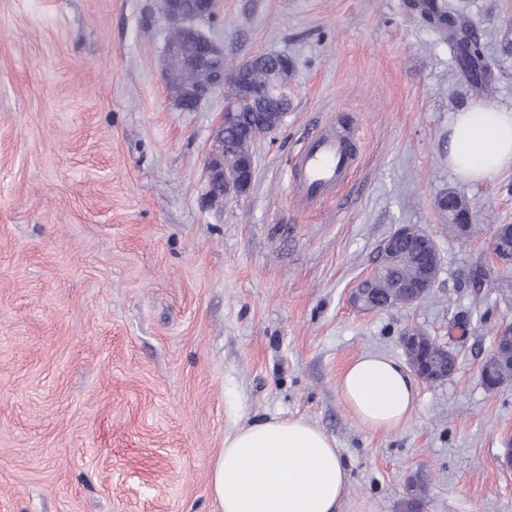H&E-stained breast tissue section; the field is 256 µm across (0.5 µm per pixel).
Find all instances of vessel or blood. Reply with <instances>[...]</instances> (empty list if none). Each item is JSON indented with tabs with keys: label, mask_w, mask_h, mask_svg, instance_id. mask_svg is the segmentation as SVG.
Masks as SVG:
<instances>
[{
	"label": "vessel or blood",
	"mask_w": 512,
	"mask_h": 512,
	"mask_svg": "<svg viewBox=\"0 0 512 512\" xmlns=\"http://www.w3.org/2000/svg\"><path fill=\"white\" fill-rule=\"evenodd\" d=\"M359 139V129L325 123L294 156V195L306 203L336 196L356 168Z\"/></svg>",
	"instance_id": "b4317fda"
}]
</instances>
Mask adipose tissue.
Returning a JSON list of instances; mask_svg holds the SVG:
<instances>
[{
  "mask_svg": "<svg viewBox=\"0 0 512 512\" xmlns=\"http://www.w3.org/2000/svg\"><path fill=\"white\" fill-rule=\"evenodd\" d=\"M448 165L481 183L512 168V110L483 103L448 122ZM339 396L365 430L389 432L412 414L417 382L399 360L364 354L342 372ZM221 512H338L349 473L335 441L302 417H274L237 429L210 464Z\"/></svg>",
  "mask_w": 512,
  "mask_h": 512,
  "instance_id": "ef3b65f1",
  "label": "adipose tissue"
}]
</instances>
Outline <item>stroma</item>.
<instances>
[{
	"instance_id": "obj_1",
	"label": "stroma",
	"mask_w": 512,
	"mask_h": 512,
	"mask_svg": "<svg viewBox=\"0 0 512 512\" xmlns=\"http://www.w3.org/2000/svg\"><path fill=\"white\" fill-rule=\"evenodd\" d=\"M480 28L487 89L412 0H219L228 62L294 61L283 125L253 147L250 189L213 203L204 167L224 110L177 109L162 79L159 0H0V512H220L209 467L235 429L304 417L349 471L341 512H512V382L486 389L512 274L491 253L512 224V169L466 184L448 121L512 109V0H437ZM361 130L341 195L300 204L290 159L326 119ZM464 189L467 236L436 201ZM403 224L442 268L418 304L359 312L351 289ZM489 271L472 286L476 268ZM418 327L455 374L418 385L390 432L338 393L365 353L404 358Z\"/></svg>"
}]
</instances>
